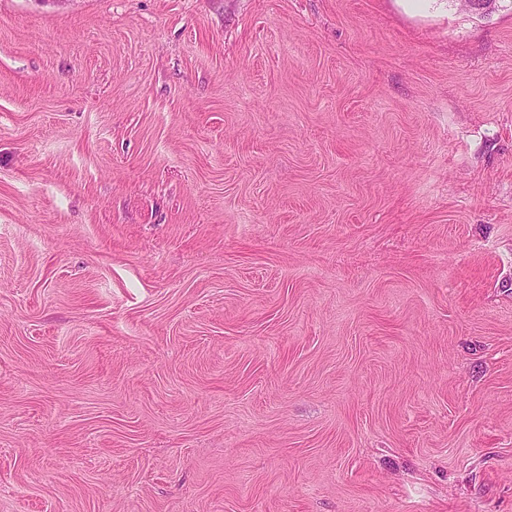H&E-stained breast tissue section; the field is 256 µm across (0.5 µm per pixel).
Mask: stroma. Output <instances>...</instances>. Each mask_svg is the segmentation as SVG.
Listing matches in <instances>:
<instances>
[{"label":"stroma","instance_id":"35a3bbf8","mask_svg":"<svg viewBox=\"0 0 512 512\" xmlns=\"http://www.w3.org/2000/svg\"><path fill=\"white\" fill-rule=\"evenodd\" d=\"M0 512H512V0H0Z\"/></svg>","mask_w":512,"mask_h":512}]
</instances>
